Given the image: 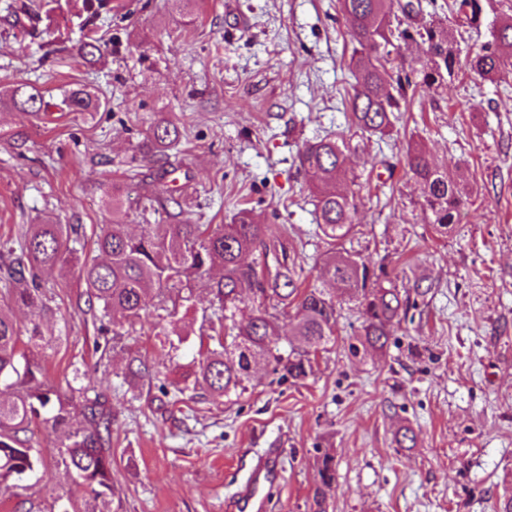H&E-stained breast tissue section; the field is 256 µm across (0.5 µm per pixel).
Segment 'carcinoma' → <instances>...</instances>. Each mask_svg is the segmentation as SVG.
Returning a JSON list of instances; mask_svg holds the SVG:
<instances>
[{"label": "carcinoma", "mask_w": 512, "mask_h": 512, "mask_svg": "<svg viewBox=\"0 0 512 512\" xmlns=\"http://www.w3.org/2000/svg\"><path fill=\"white\" fill-rule=\"evenodd\" d=\"M351 42L349 70L355 80L346 104L352 128L363 137L386 135L395 113L411 100L408 90L417 86L410 75H392V54L401 44L422 40L428 44L429 64L422 83L442 86L457 74L459 61L448 31L449 18L437 9L423 13L421 0H339ZM457 17L470 26L482 20V0H453ZM467 68L483 80L495 81L512 74V17L495 24L488 40L466 61ZM12 104L24 112H38L42 91L19 84L11 91ZM70 112H96L103 102L85 87L70 89L62 100ZM181 139L180 126L158 120L149 126L142 143L143 155L160 159ZM344 141L325 137L306 144L296 155V165L316 189L315 218L326 258L319 272L322 286L303 288L295 260L285 247L268 238V225L255 223L241 211L230 224H146L138 235L128 231V197L112 186V220L99 228L97 255L79 263L78 277L85 286L89 308L101 307L100 333L104 343L95 348L116 349L118 329L141 318L148 304L172 316L189 299L193 282L214 269L210 283L220 315L200 327V336L213 342L194 371L195 384L212 400L240 395L259 364L273 366L280 378L303 381L312 360L336 341V303L344 297L356 301L361 319L349 343L350 355L382 348L389 327L407 313L410 297L393 284L392 272L382 263L374 268L350 253L343 242L357 224L354 196L341 190L347 178ZM409 174L422 188L423 206L432 215L433 229L446 234L457 223L465 188L448 178L419 145L406 154ZM75 229L69 224H32L24 234L21 256L7 267L10 287L0 297V385L12 398L0 399V487L30 488L40 481L44 449L30 443L28 432L40 423L56 435L57 464L69 481L85 490L81 502L58 498L51 512H110L112 490V410L101 395L89 396L90 387L78 393L83 425L71 424V404L48 383L40 359L20 349L22 333L39 346L42 330L35 320L23 330L13 318V307L33 308L42 300L38 274L76 259L70 247ZM252 257L247 263L245 258ZM253 315L236 322L245 301ZM295 307L296 323L287 344H280L278 315ZM320 485L314 490L312 512H326L324 489L335 481L333 458L323 456Z\"/></svg>", "instance_id": "carcinoma-1"}]
</instances>
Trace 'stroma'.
I'll return each instance as SVG.
<instances>
[{"label":"stroma","mask_w":512,"mask_h":512,"mask_svg":"<svg viewBox=\"0 0 512 512\" xmlns=\"http://www.w3.org/2000/svg\"><path fill=\"white\" fill-rule=\"evenodd\" d=\"M22 2L0 0V262L47 217L75 225L79 257H93L113 185L134 169L156 175L139 146L166 117L182 130L169 165L185 202H150L131 188L133 232L175 216L227 224L247 209L314 283L326 246L294 159L305 143L347 135L346 188L359 211L346 249L397 267L398 287L427 290L383 350L349 355L360 322L346 301L335 345L306 380L262 364L247 392L215 402L192 387L198 327L216 308L207 281L175 316L148 308L123 328L124 351L102 356L101 313L76 275L42 273L48 379L64 393L74 371L86 372L112 409V512H229L271 448L283 478L267 487L266 512H311L326 454L336 470L327 512H500L512 498V78L462 69L442 87L418 86L390 135L367 141L351 136L341 103L353 45L337 0H102L90 28L83 0H50L35 36ZM90 31L107 46L93 64L79 52ZM18 83L44 91V112L4 97ZM76 86L95 88L105 107L65 111L63 92ZM415 143L468 189L444 237L404 168ZM131 351L153 377L128 375ZM405 426L414 447L395 442ZM65 494L85 492L50 456L38 485L0 494V512L25 498L50 512Z\"/></svg>","instance_id":"stroma-1"}]
</instances>
